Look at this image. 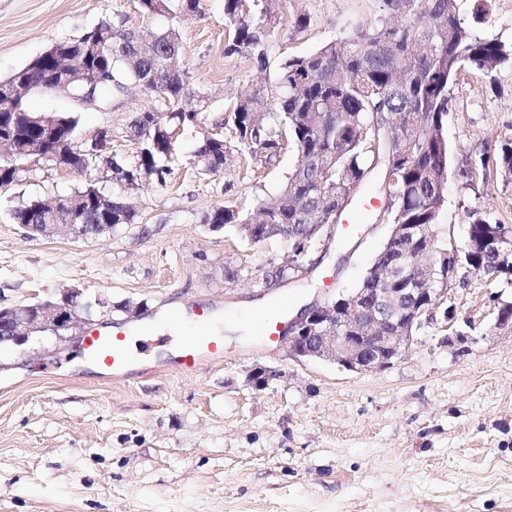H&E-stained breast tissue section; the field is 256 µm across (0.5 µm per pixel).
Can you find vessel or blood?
Segmentation results:
<instances>
[{
    "label": "vessel or blood",
    "instance_id": "1",
    "mask_svg": "<svg viewBox=\"0 0 512 512\" xmlns=\"http://www.w3.org/2000/svg\"><path fill=\"white\" fill-rule=\"evenodd\" d=\"M222 309L221 303L212 302L190 307L187 321L205 325V332L180 340L171 345L172 334L178 333L179 321L168 320L164 332L131 330L118 321L103 326L84 328L79 348L92 364L108 371L112 377H124L132 364L136 351L167 347L165 365L178 373H198L203 367L224 361V333L214 329L213 318Z\"/></svg>",
    "mask_w": 512,
    "mask_h": 512
}]
</instances>
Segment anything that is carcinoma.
Here are the masks:
<instances>
[{"label": "carcinoma", "mask_w": 512, "mask_h": 512, "mask_svg": "<svg viewBox=\"0 0 512 512\" xmlns=\"http://www.w3.org/2000/svg\"><path fill=\"white\" fill-rule=\"evenodd\" d=\"M146 16L172 20L148 43L132 29L116 31L111 21L97 31L112 42V51L83 58L84 69L100 78L97 94L121 93L129 83L146 82L157 89L151 104L134 113L130 138L138 144L132 159L112 160V170L126 185L142 175L164 181L171 127L190 122L195 111L184 107L191 95L187 73L178 66L180 31L173 20L200 14L201 0H138ZM418 14H400L396 21L361 27L343 40L317 51L286 59L278 74L276 95L261 88L240 97L230 107L224 128L252 153L276 158L288 148L297 155L278 196L259 208L255 237L288 241L293 261L336 225L339 206L348 194L358 195L366 179L379 170L382 184L394 193L385 212L390 225L424 224L436 246L448 250L437 223L444 207L448 176V86L462 69L491 73L512 62V45L480 37L460 19L456 0H420ZM224 53L246 54L259 67L276 28L275 0H224ZM50 68L32 62L0 80V133L13 136L20 148L37 140L43 130L27 124L29 96L59 92L61 82ZM27 81L28 95H10L8 85ZM49 120L61 136L71 137L79 118L53 113ZM198 163L213 173L234 166L233 149L220 138L207 137L198 145ZM501 171L512 175V138L501 142ZM85 195L80 223L93 230L106 223L98 199L105 194L92 185ZM44 202L34 201L13 210V221L37 236ZM136 213L121 197L112 198V228L135 223ZM204 224H246L248 219L231 206L204 214ZM499 222L476 218L469 222L463 254L467 264L490 278L512 273V254L494 252L488 240L505 233Z\"/></svg>", "instance_id": "1"}]
</instances>
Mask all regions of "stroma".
I'll return each mask as SVG.
<instances>
[{
	"mask_svg": "<svg viewBox=\"0 0 512 512\" xmlns=\"http://www.w3.org/2000/svg\"><path fill=\"white\" fill-rule=\"evenodd\" d=\"M182 20L180 64L194 92L195 121L180 126L165 183L132 188L102 164L77 173L45 161L20 162L0 189V306L60 300L79 290L82 319L143 320L220 301L225 321L296 309L356 287L389 226L370 209L345 244L319 240L318 266L274 288L254 278L286 260L285 240L253 244L232 226L202 224L224 205L253 213L275 197L296 156L273 162L238 147L226 174L201 173L195 150L237 98L256 84L275 88L283 60L389 19L384 0H279L281 24L265 70L225 56L224 0H201ZM476 34L512 43V0H457ZM310 17L289 31L296 13ZM146 33L168 26L136 0H0V80L52 44L75 40L102 20ZM445 135L451 151L438 222L449 242L467 238L470 215L512 226V177L496 166L512 134V64L468 71L448 87ZM136 89L94 105L65 94H35L33 111L78 116V139L101 129L112 152L132 158ZM120 196L136 221L84 241L29 237L11 212L85 185ZM247 277L229 282V267ZM512 302V275L488 279L459 269L451 297L433 309L401 357L355 373L298 359L286 347L262 350L251 328L226 333L222 365L193 375L164 369L145 352L137 372L105 377L80 352L44 333L0 345V512H512V332L497 329ZM264 383H257L258 375Z\"/></svg>",
	"mask_w": 512,
	"mask_h": 512,
	"instance_id": "35a3bbf8",
	"label": "stroma"
}]
</instances>
